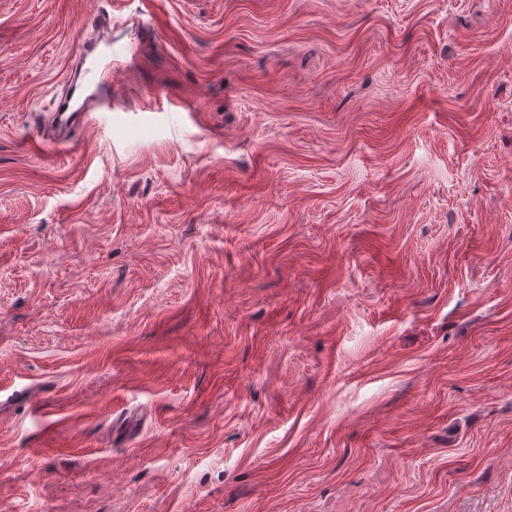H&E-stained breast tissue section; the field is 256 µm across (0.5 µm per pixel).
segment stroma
<instances>
[{"label":"stroma","instance_id":"35a3bbf8","mask_svg":"<svg viewBox=\"0 0 512 512\" xmlns=\"http://www.w3.org/2000/svg\"><path fill=\"white\" fill-rule=\"evenodd\" d=\"M0 512H512V0H0ZM81 71L82 69L80 70L77 78H73V80L71 81L69 85V91H67V93L64 96H62L57 102L55 110L52 114L53 123L55 121L56 116L60 113L61 117L65 112H77L85 108L86 99H84L81 102V104L76 109H74L80 101L78 79L80 77Z\"/></svg>","mask_w":512,"mask_h":512}]
</instances>
